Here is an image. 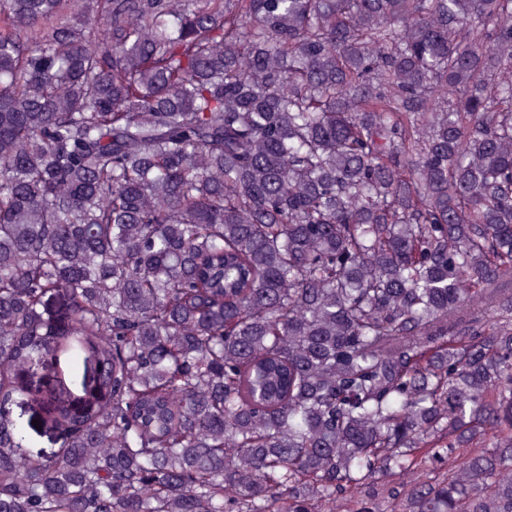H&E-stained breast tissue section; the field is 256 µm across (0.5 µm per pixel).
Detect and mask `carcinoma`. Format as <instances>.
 I'll list each match as a JSON object with an SVG mask.
<instances>
[{"label": "carcinoma", "mask_w": 512, "mask_h": 512, "mask_svg": "<svg viewBox=\"0 0 512 512\" xmlns=\"http://www.w3.org/2000/svg\"><path fill=\"white\" fill-rule=\"evenodd\" d=\"M107 2L0 0V512H512V0Z\"/></svg>", "instance_id": "1"}]
</instances>
